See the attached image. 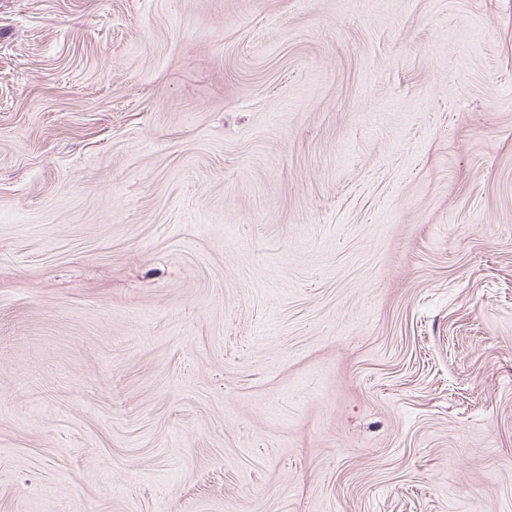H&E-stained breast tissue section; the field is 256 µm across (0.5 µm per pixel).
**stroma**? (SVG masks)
Instances as JSON below:
<instances>
[{
    "label": "stroma",
    "mask_w": 512,
    "mask_h": 512,
    "mask_svg": "<svg viewBox=\"0 0 512 512\" xmlns=\"http://www.w3.org/2000/svg\"><path fill=\"white\" fill-rule=\"evenodd\" d=\"M0 512H512V0H0Z\"/></svg>",
    "instance_id": "stroma-1"
}]
</instances>
